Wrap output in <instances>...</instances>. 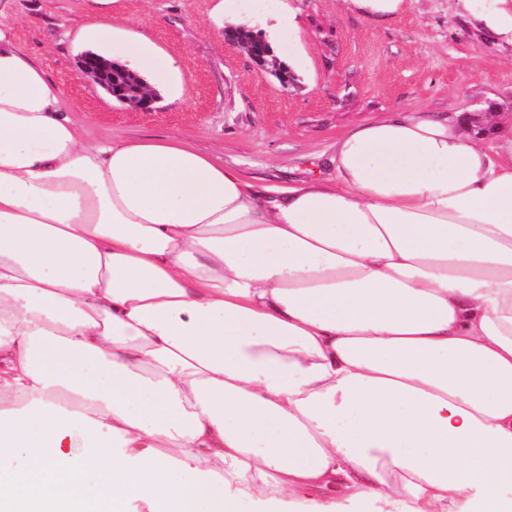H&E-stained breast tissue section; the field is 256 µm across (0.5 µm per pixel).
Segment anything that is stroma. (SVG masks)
I'll list each match as a JSON object with an SVG mask.
<instances>
[{
	"mask_svg": "<svg viewBox=\"0 0 512 512\" xmlns=\"http://www.w3.org/2000/svg\"><path fill=\"white\" fill-rule=\"evenodd\" d=\"M269 4L290 8L299 29L277 41L298 61L290 88L225 41L224 0H0V23L63 87L92 138L180 139L267 184L332 177L337 139L389 112H459L484 125L490 152L512 141V45L455 0H409L385 20L341 0ZM102 13L117 37L151 42L161 84L152 111L116 102L80 75L83 28Z\"/></svg>",
	"mask_w": 512,
	"mask_h": 512,
	"instance_id": "35a3bbf8",
	"label": "stroma"
}]
</instances>
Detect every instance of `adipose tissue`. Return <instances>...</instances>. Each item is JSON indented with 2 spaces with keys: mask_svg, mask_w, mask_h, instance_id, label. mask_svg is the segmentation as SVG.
<instances>
[{
  "mask_svg": "<svg viewBox=\"0 0 512 512\" xmlns=\"http://www.w3.org/2000/svg\"><path fill=\"white\" fill-rule=\"evenodd\" d=\"M68 112L0 25V512H512V143L392 112L279 187Z\"/></svg>",
  "mask_w": 512,
  "mask_h": 512,
  "instance_id": "ef3b65f1",
  "label": "adipose tissue"
}]
</instances>
